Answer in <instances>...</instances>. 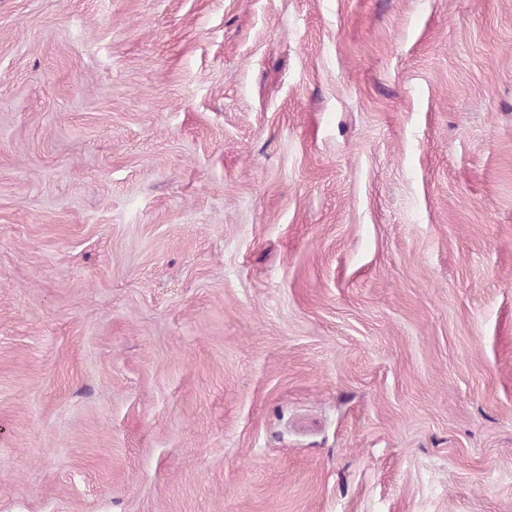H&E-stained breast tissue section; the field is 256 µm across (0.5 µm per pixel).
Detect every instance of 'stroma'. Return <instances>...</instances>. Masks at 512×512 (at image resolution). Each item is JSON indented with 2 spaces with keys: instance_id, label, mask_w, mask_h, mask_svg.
Here are the masks:
<instances>
[{
  "instance_id": "obj_1",
  "label": "stroma",
  "mask_w": 512,
  "mask_h": 512,
  "mask_svg": "<svg viewBox=\"0 0 512 512\" xmlns=\"http://www.w3.org/2000/svg\"><path fill=\"white\" fill-rule=\"evenodd\" d=\"M0 512H512V0H0Z\"/></svg>"
}]
</instances>
